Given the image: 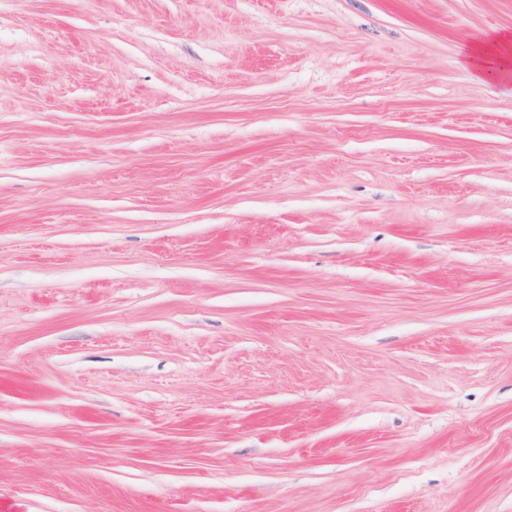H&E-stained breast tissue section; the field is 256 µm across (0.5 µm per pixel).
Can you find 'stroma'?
Returning a JSON list of instances; mask_svg holds the SVG:
<instances>
[{
	"label": "stroma",
	"instance_id": "stroma-1",
	"mask_svg": "<svg viewBox=\"0 0 512 512\" xmlns=\"http://www.w3.org/2000/svg\"><path fill=\"white\" fill-rule=\"evenodd\" d=\"M512 0H0V512H512ZM495 42L499 43L502 48V56L497 59L496 64L488 63L479 42L471 45L469 61L478 68L479 72L488 77L510 76L511 68L504 63V58L512 54V36L510 34L498 36Z\"/></svg>",
	"mask_w": 512,
	"mask_h": 512
}]
</instances>
